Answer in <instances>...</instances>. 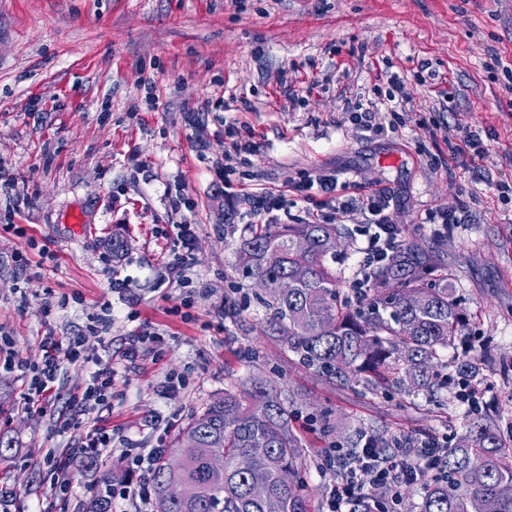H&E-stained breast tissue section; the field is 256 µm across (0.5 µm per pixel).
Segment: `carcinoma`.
<instances>
[{
	"instance_id": "obj_1",
	"label": "carcinoma",
	"mask_w": 512,
	"mask_h": 512,
	"mask_svg": "<svg viewBox=\"0 0 512 512\" xmlns=\"http://www.w3.org/2000/svg\"><path fill=\"white\" fill-rule=\"evenodd\" d=\"M340 238L336 224H257L235 243L243 277L296 279L286 295L259 297L284 351L332 382L369 376L408 391L438 387L439 350L466 327L448 273L437 272L421 240L401 239L372 273L360 307L351 309L338 288ZM320 420L327 433L350 430V448L364 437L376 448L385 444L341 419L322 414ZM295 423L272 381L254 377L244 391H224L176 435L173 452L159 458L152 474L155 499L182 482L195 493L167 512H265L268 497L278 498L281 512H309ZM214 455L224 457L223 470L210 467ZM507 455L497 428L473 418L444 455L441 476L423 488L419 512H485L498 485L512 484ZM472 456L484 458L485 467H470ZM286 470L295 475L288 485L280 480Z\"/></svg>"
}]
</instances>
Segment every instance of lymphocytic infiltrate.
I'll return each instance as SVG.
<instances>
[{"label": "lymphocytic infiltrate", "mask_w": 512, "mask_h": 512, "mask_svg": "<svg viewBox=\"0 0 512 512\" xmlns=\"http://www.w3.org/2000/svg\"><path fill=\"white\" fill-rule=\"evenodd\" d=\"M394 199L385 188L355 196L334 205L338 214L357 211L364 215L367 245L363 249L364 259L360 264V276L356 287H364L366 278L381 262L387 259L398 242L396 226L391 216ZM44 360L42 365L25 368L27 389L25 400L33 404L41 401L50 389L61 363L83 364L89 357L83 336L75 334L56 339L44 337ZM114 368L104 367L92 373L84 386L73 391L68 398V412L59 418L61 430L81 426L89 414L103 415L112 411V378ZM112 444L108 429L98 427L80 448H54L44 458L46 473L55 495L67 496L73 484V475L80 466L96 460L107 453ZM446 448L433 440L420 447L407 450L405 455L385 453L364 444L352 457L341 480L332 485L326 497L325 512H345L350 501L364 495L378 494L384 500H397L401 486L421 482L425 477L440 473V461ZM163 448H140L131 457V467L139 474L138 483H112L93 485L94 497L108 502L109 506H121L124 501L138 499L149 501L152 494L150 475Z\"/></svg>", "instance_id": "1"}]
</instances>
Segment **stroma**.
Here are the masks:
<instances>
[{
    "label": "stroma",
    "mask_w": 512,
    "mask_h": 512,
    "mask_svg": "<svg viewBox=\"0 0 512 512\" xmlns=\"http://www.w3.org/2000/svg\"><path fill=\"white\" fill-rule=\"evenodd\" d=\"M498 55L512 59V0H0V332L37 366L43 336L79 330L117 370L112 448L77 475L65 504L38 463L94 428L53 425L95 366L61 364L49 403L33 409L24 373L0 368L9 512H83L88 485L120 474L128 449L171 446L252 376L280 383L301 415L327 411L387 441L453 444L472 416L454 394L468 359L480 412L511 449L512 200L495 185L512 184V74L495 67ZM393 73L407 94L396 132L356 128L349 109L381 103ZM460 123L479 132L486 159L450 154ZM320 174L349 196L387 187L402 234L447 265L468 324L440 352L446 386L392 396L341 386L281 348L232 243L250 219L248 194H284ZM438 208L459 223H425ZM180 224L196 238L176 283ZM361 224L357 213L338 222L339 288L353 304ZM115 237L117 259L107 251ZM116 277L126 295L113 292ZM170 375L183 384L166 392ZM331 442L306 435L311 512H323L343 472L326 462Z\"/></svg>",
    "instance_id": "1"
}]
</instances>
